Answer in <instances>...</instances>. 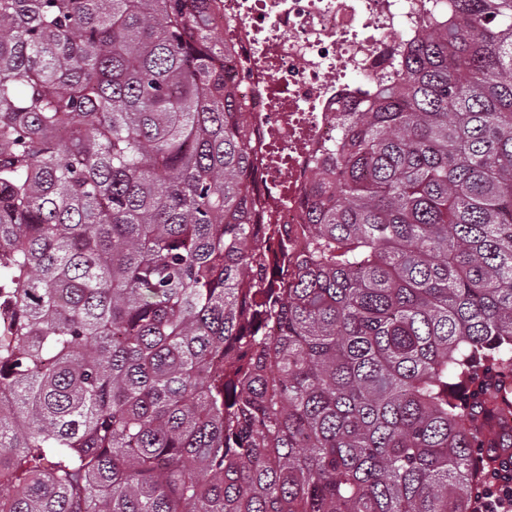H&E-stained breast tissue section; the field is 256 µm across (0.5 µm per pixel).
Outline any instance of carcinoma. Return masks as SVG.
<instances>
[{
	"instance_id": "1",
	"label": "carcinoma",
	"mask_w": 512,
	"mask_h": 512,
	"mask_svg": "<svg viewBox=\"0 0 512 512\" xmlns=\"http://www.w3.org/2000/svg\"><path fill=\"white\" fill-rule=\"evenodd\" d=\"M454 2L336 118L288 266L221 0H0V512H472L512 463V0Z\"/></svg>"
}]
</instances>
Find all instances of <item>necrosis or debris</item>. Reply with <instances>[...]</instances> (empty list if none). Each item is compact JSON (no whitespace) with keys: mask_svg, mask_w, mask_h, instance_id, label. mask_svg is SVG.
<instances>
[{"mask_svg":"<svg viewBox=\"0 0 512 512\" xmlns=\"http://www.w3.org/2000/svg\"><path fill=\"white\" fill-rule=\"evenodd\" d=\"M446 13L440 0H224V78L238 87L252 186L275 223H303L311 162L335 140L337 113L398 81L404 46Z\"/></svg>","mask_w":512,"mask_h":512,"instance_id":"necrosis-or-debris-1","label":"necrosis or debris"}]
</instances>
